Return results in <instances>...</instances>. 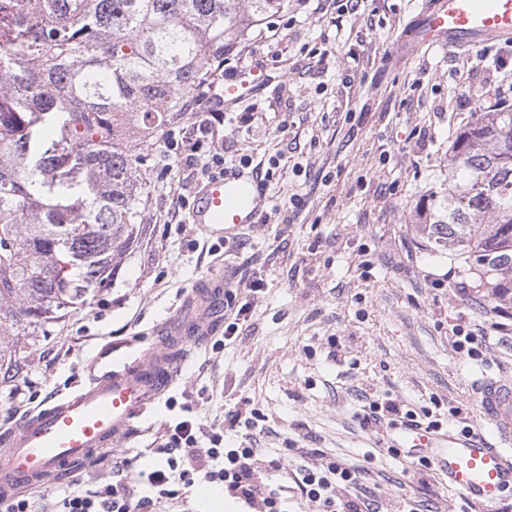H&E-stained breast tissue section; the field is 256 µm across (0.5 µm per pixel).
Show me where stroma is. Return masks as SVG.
<instances>
[{
  "mask_svg": "<svg viewBox=\"0 0 512 512\" xmlns=\"http://www.w3.org/2000/svg\"><path fill=\"white\" fill-rule=\"evenodd\" d=\"M418 2L358 0L350 12L344 0H290L270 20L278 43L252 35L268 81L227 109L224 157L230 172L245 158L277 159L265 218L211 252L187 210L172 205L176 188L195 195L203 176L180 161L162 165L163 141L146 146L145 232L112 284L59 318L0 330L11 359L0 368V426L85 385L102 348L135 342L197 279L220 271L247 321L223 349L211 336L187 345L168 391L175 407L158 405L113 456L154 468L160 458L147 446L187 415L222 428L225 447L236 448L254 411L255 445L279 458L277 480L303 461H348L361 478L339 497L373 500L378 512H396L403 496L414 512H498L421 475L419 461L393 446L402 418H367L371 401L392 399L417 422L486 432L475 386L512 379V346L490 344L478 362L454 349L453 325L491 316L490 291L434 287L451 261L416 224L417 204L447 186L450 142L495 98H512V82L475 49L390 58ZM110 476L77 468L32 490L33 508L54 512L74 481L91 488Z\"/></svg>",
  "mask_w": 512,
  "mask_h": 512,
  "instance_id": "obj_1",
  "label": "stroma"
}]
</instances>
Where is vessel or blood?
Instances as JSON below:
<instances>
[{"label": "vessel or blood", "mask_w": 512, "mask_h": 512, "mask_svg": "<svg viewBox=\"0 0 512 512\" xmlns=\"http://www.w3.org/2000/svg\"><path fill=\"white\" fill-rule=\"evenodd\" d=\"M403 50L412 54L512 42V0H423L405 27ZM267 79L261 60L243 65L219 94L225 105L254 95ZM266 191L257 174L237 172L201 186L190 221L209 238L237 237L240 227L259 223ZM224 276L200 278L181 305L156 326L143 355L128 359L113 345L94 361L89 382L0 431V496L52 482L131 434L133 421L176 382L173 352L214 335L223 325ZM489 432H432L403 426L398 437L412 457L425 460L450 489L489 505L512 487V382L487 379L480 385Z\"/></svg>", "instance_id": "obj_1"}]
</instances>
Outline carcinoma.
<instances>
[{
  "label": "carcinoma",
  "instance_id": "carcinoma-1",
  "mask_svg": "<svg viewBox=\"0 0 512 512\" xmlns=\"http://www.w3.org/2000/svg\"><path fill=\"white\" fill-rule=\"evenodd\" d=\"M288 0H0V324L53 319L140 239L144 146ZM426 243L512 293V111L448 147ZM489 223L481 222L483 217Z\"/></svg>",
  "mask_w": 512,
  "mask_h": 512
}]
</instances>
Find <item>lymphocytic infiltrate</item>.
Instances as JSON below:
<instances>
[{"mask_svg": "<svg viewBox=\"0 0 512 512\" xmlns=\"http://www.w3.org/2000/svg\"><path fill=\"white\" fill-rule=\"evenodd\" d=\"M212 83H204L198 96L210 100L206 112H192L191 136L169 135L168 154L199 165L202 173L214 174L224 169V154L212 148L218 139V124L224 116V105L212 97ZM512 315L497 308L496 318L475 329L454 326L453 346L457 352L477 360L490 339L500 337ZM166 457L165 465L150 472H137L131 459L114 462L113 482L87 489L73 484L58 503V512H172L180 491L199 482L222 484L225 491L252 512H287L290 494H300L323 512H374L370 502L355 497L337 498L341 483L358 480L356 468L344 462H331L317 470L307 465L297 466L292 484L275 483L269 472L279 470L280 461L265 456L260 448H228L224 437L216 432H204L200 424L183 419L168 427L157 448Z\"/></svg>", "mask_w": 512, "mask_h": 512, "instance_id": "1", "label": "lymphocytic infiltrate"}]
</instances>
